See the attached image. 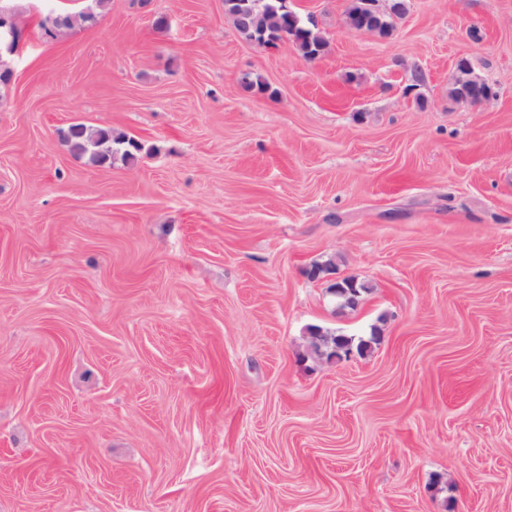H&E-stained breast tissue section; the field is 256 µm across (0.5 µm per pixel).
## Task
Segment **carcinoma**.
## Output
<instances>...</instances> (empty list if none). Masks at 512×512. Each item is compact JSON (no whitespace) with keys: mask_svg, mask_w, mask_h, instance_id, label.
Wrapping results in <instances>:
<instances>
[{"mask_svg":"<svg viewBox=\"0 0 512 512\" xmlns=\"http://www.w3.org/2000/svg\"><path fill=\"white\" fill-rule=\"evenodd\" d=\"M224 13L242 38L258 46H275L279 42L288 41L296 47L303 59L312 61L320 57L328 45L315 27L309 26L297 12L288 8L286 0H224ZM344 22L353 30L363 25L361 0H350ZM457 72L458 76L448 89V96L458 101L466 93H478V88L472 82V71L459 67ZM67 141L73 152L89 155L90 161L94 163L109 160L114 152V144L124 146L123 156L131 159L144 150L143 145L133 138H114L109 130L91 129L81 124L69 128ZM309 331L315 336L311 352L327 359H340L345 351L352 349L362 354L379 338V330L375 326L371 328L367 339H355L319 326H313Z\"/></svg>","mask_w":512,"mask_h":512,"instance_id":"1","label":"carcinoma"}]
</instances>
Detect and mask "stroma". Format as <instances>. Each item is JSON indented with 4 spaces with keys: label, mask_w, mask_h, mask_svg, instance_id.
Returning a JSON list of instances; mask_svg holds the SVG:
<instances>
[{
    "label": "stroma",
    "mask_w": 512,
    "mask_h": 512,
    "mask_svg": "<svg viewBox=\"0 0 512 512\" xmlns=\"http://www.w3.org/2000/svg\"><path fill=\"white\" fill-rule=\"evenodd\" d=\"M8 2L0 512H512V0H407L387 37L288 0L314 61L224 0H107L55 40ZM462 56L494 98L449 99ZM76 124L149 153L90 164ZM310 336H315V340L311 345V352L317 357L331 359L336 355L337 359H342V354L345 349L352 350L355 348L358 354L366 352L372 343H375L379 338V330L373 326L370 331L368 339L358 338L355 342L353 336H346L342 333L335 331L324 330L322 327L313 326L309 328ZM336 346V354L334 348Z\"/></svg>",
    "instance_id": "obj_1"
}]
</instances>
